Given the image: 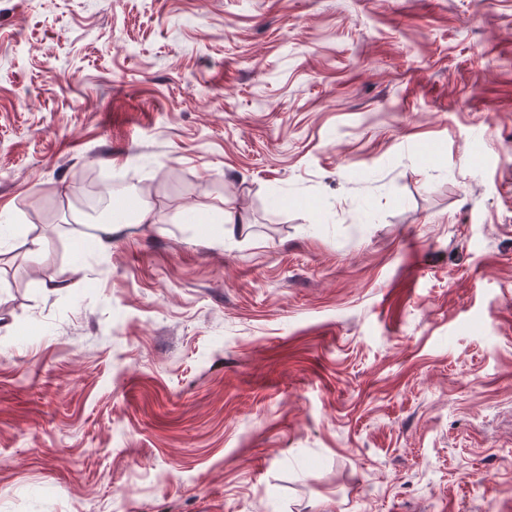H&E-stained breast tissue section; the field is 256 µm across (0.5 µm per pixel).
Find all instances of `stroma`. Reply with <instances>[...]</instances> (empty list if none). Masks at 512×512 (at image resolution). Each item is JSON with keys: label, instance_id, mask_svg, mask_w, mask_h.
Returning <instances> with one entry per match:
<instances>
[{"label": "stroma", "instance_id": "stroma-1", "mask_svg": "<svg viewBox=\"0 0 512 512\" xmlns=\"http://www.w3.org/2000/svg\"><path fill=\"white\" fill-rule=\"evenodd\" d=\"M4 207L0 512H512V0H0ZM156 214L147 200H141L135 207L133 221L126 222H104L103 224H94L97 233L92 236L93 250L100 254H107L112 251V245L117 241L124 230L130 224H156Z\"/></svg>", "mask_w": 512, "mask_h": 512}]
</instances>
